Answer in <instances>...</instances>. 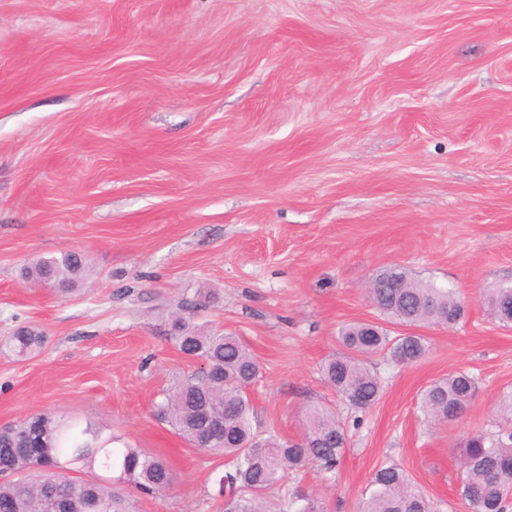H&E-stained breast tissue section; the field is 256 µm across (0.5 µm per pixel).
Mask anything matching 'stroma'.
Listing matches in <instances>:
<instances>
[{"label": "stroma", "instance_id": "1", "mask_svg": "<svg viewBox=\"0 0 512 512\" xmlns=\"http://www.w3.org/2000/svg\"><path fill=\"white\" fill-rule=\"evenodd\" d=\"M86 256L81 289L32 284L39 257ZM395 267L467 305L453 328L394 324L430 346L377 356L379 400L351 407L322 366L340 328L382 323L366 288ZM512 283V0H0V425L50 413L165 459L137 512H222L224 468L154 414L199 364L180 315L256 356L254 426L300 440L307 407L346 429L335 472L289 494L356 512L395 464L434 512L458 495L469 434L511 432L512 325L486 290ZM205 293L201 310L183 308ZM475 381L459 419L422 391ZM44 344V335L33 327H20L5 340V347L16 357L36 354ZM474 387L473 377L456 372L437 380L422 394L420 410L424 417L448 422L450 410H456L459 418L468 408Z\"/></svg>", "mask_w": 512, "mask_h": 512}]
</instances>
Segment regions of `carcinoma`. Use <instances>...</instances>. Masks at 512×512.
I'll use <instances>...</instances> for the list:
<instances>
[{
  "label": "carcinoma",
  "mask_w": 512,
  "mask_h": 512,
  "mask_svg": "<svg viewBox=\"0 0 512 512\" xmlns=\"http://www.w3.org/2000/svg\"><path fill=\"white\" fill-rule=\"evenodd\" d=\"M85 270L76 252L60 258H39L22 269V277L59 293L74 291ZM374 306L401 324L451 326L465 316V305L449 289L412 280L391 268L375 276L368 288ZM486 304L495 317L512 323V287L490 291ZM171 339L179 351L202 362L193 373L165 393L157 415L178 434L206 453L224 455V471L214 479L222 512H262L266 495L307 463L333 473L346 443L344 427L325 408H312L299 442L282 441L253 431L252 401L247 389L261 373L260 363L232 333L207 334L178 317ZM344 351L322 367L325 381L348 403L364 410L382 392V380L370 367L371 357L384 354L399 364L417 362L428 353L421 336H392L376 324L354 322L339 331ZM44 335L20 327L5 340L17 357L36 354ZM474 387L473 377L456 372L431 384L422 394L423 416L440 422L448 413L463 414ZM99 465L117 473L142 494H162L174 482L167 464L138 448H109L87 425L63 422L48 413L31 415L0 429V512H135L132 499L112 482L72 478L58 467L66 462ZM459 493L471 512H508L512 500V433L481 432L460 448ZM372 491L359 512H431V504L396 465L373 475ZM276 512H327L325 504L305 496L280 499Z\"/></svg>",
  "instance_id": "cac0c4a2"
}]
</instances>
